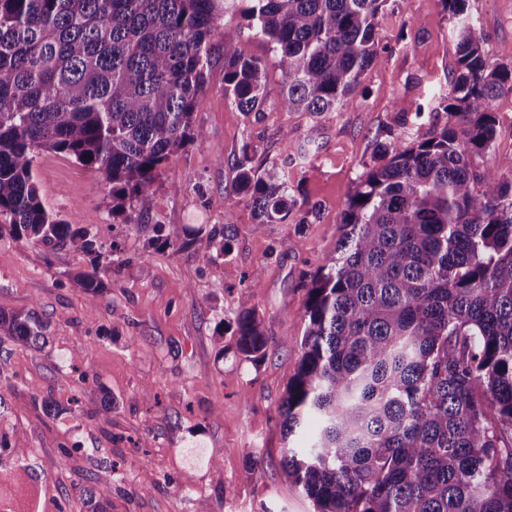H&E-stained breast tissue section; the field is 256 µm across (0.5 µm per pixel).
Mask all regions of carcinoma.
<instances>
[{
  "label": "carcinoma",
  "mask_w": 512,
  "mask_h": 512,
  "mask_svg": "<svg viewBox=\"0 0 512 512\" xmlns=\"http://www.w3.org/2000/svg\"><path fill=\"white\" fill-rule=\"evenodd\" d=\"M386 0H0V237L94 256L79 274L90 303L101 266L123 250L44 204L34 163L53 152L98 170L112 215L137 224L158 172L202 139L193 112L205 85L217 20L238 14L278 51L282 106L326 112L357 105ZM456 69L437 108L448 123L427 137L382 144L384 163L348 197L335 253L307 291L301 357L280 406L289 438L281 475L315 512H512V166L478 171L496 141L491 102L512 94V66L490 63L469 0H444ZM224 45V96L262 110L265 65L234 38ZM236 160L235 191L259 229L299 202L277 163ZM231 210L208 230L173 224L159 246L228 256ZM233 317L235 347L255 365L266 336L248 304ZM45 325L0 310V340L34 350ZM107 482L89 490L107 512Z\"/></svg>",
  "instance_id": "cac0c4a2"
}]
</instances>
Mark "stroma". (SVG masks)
Wrapping results in <instances>:
<instances>
[{"label": "stroma", "mask_w": 512, "mask_h": 512, "mask_svg": "<svg viewBox=\"0 0 512 512\" xmlns=\"http://www.w3.org/2000/svg\"><path fill=\"white\" fill-rule=\"evenodd\" d=\"M492 63L512 65V0H470ZM266 65L261 111L241 112L224 96V49L214 42L206 83L193 112L200 142L173 155L157 177L141 226L112 215L99 172L55 153L40 154L35 179L62 220L121 243L125 262L104 273L105 292L90 305L75 275L89 257L45 252L0 238V310L47 320L48 345L34 351L0 342V436L22 438L25 453L0 448V480L17 467L46 493L48 512H88L85 488L110 457L108 512H314L300 487L281 476L288 441L279 406L300 359L307 288L343 227L360 176L380 162L389 136L419 125L443 127L446 112L417 114L447 91L455 66L452 21L443 0H388L379 17L382 61L357 89L359 107L311 114L280 105L278 53L235 14L219 20ZM495 148L477 170L512 160V95L492 103ZM301 146L289 155L285 144ZM254 169L286 164L289 183L312 210L256 227L246 198L235 196V161ZM232 210L238 233L223 261L155 246L169 225L211 226ZM271 344L257 365L235 351L220 318L239 309L247 280ZM112 410L99 411L100 389ZM56 403L46 416L41 399Z\"/></svg>", "instance_id": "35a3bbf8"}]
</instances>
